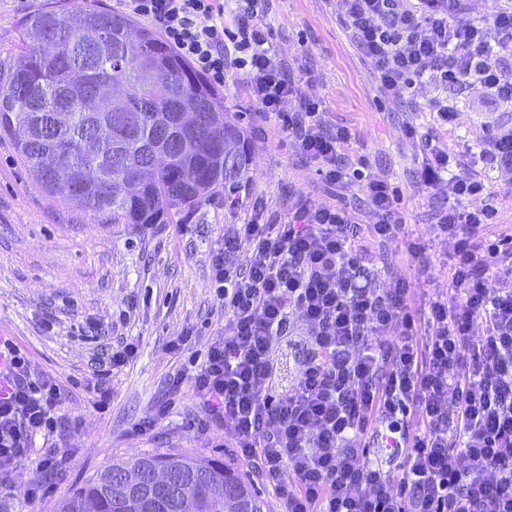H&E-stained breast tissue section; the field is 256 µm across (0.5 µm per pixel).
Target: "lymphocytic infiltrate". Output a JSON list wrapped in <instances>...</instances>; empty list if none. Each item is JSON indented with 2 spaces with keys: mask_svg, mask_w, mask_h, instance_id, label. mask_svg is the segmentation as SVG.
I'll list each match as a JSON object with an SVG mask.
<instances>
[{
  "mask_svg": "<svg viewBox=\"0 0 512 512\" xmlns=\"http://www.w3.org/2000/svg\"><path fill=\"white\" fill-rule=\"evenodd\" d=\"M117 2L216 84L242 72L250 102L279 120L327 183L359 185L376 217L371 235L398 238L397 188L353 166L351 130L329 126L320 102L271 53L266 0ZM333 2L386 98L434 85L427 110L439 127L458 110L443 94L452 85L472 83L490 107L512 106V0H493L478 17L470 0ZM405 132L421 143L424 184L446 183L452 201L436 217L454 258L448 295L430 302L424 322L409 311L404 280L380 288L367 279L354 217L337 204L297 201L284 223L253 207L211 259L228 333L210 339L202 364L179 379L190 382L205 422L231 427L280 512H512V236H483L497 215L482 200L483 178L461 173V160L414 124ZM477 161L512 170V123L493 126ZM491 270L495 289L486 285ZM294 315L306 325L308 355L277 388L271 352ZM138 350L134 340L113 349L87 382L96 407L111 401V370ZM0 358V477L28 459L38 437L51 441L40 467L61 469L74 454L56 384L33 376L12 344ZM413 418L420 430L412 435ZM374 424L393 441L397 475L361 441Z\"/></svg>",
  "mask_w": 512,
  "mask_h": 512,
  "instance_id": "1",
  "label": "lymphocytic infiltrate"
}]
</instances>
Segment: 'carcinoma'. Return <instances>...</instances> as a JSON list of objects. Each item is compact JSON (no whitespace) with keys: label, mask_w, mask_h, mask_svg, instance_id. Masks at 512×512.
<instances>
[{"label":"carcinoma","mask_w":512,"mask_h":512,"mask_svg":"<svg viewBox=\"0 0 512 512\" xmlns=\"http://www.w3.org/2000/svg\"><path fill=\"white\" fill-rule=\"evenodd\" d=\"M126 87L130 104L109 113L112 148L85 153L93 140L92 122L99 88ZM63 110L66 126L51 122ZM183 112L224 113V99L208 79L195 71L156 32L135 26L126 16L77 6L59 13L29 16L13 61L0 67V136L10 137L35 186L62 200L70 189L55 177L67 164L85 163L97 170L86 208L109 213L114 224H159L174 210L192 207L219 187L235 191L248 181L249 157L244 132L222 121L224 142L209 129H198L195 143L130 193L127 179L180 132ZM234 164L224 167V150ZM171 470L197 488L195 512H227L228 492L248 497L251 512H267L253 483L222 459L205 463L171 453H144L112 464L59 506V512H126L112 480Z\"/></svg>","instance_id":"obj_1"}]
</instances>
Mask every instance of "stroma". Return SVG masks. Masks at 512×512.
<instances>
[{"mask_svg": "<svg viewBox=\"0 0 512 512\" xmlns=\"http://www.w3.org/2000/svg\"><path fill=\"white\" fill-rule=\"evenodd\" d=\"M71 7L70 0H0V63H9L26 16ZM268 21L271 51L290 63L303 92L321 101L331 124L354 133L350 159L365 157L378 177L400 189L406 216L401 238L371 237L374 216L360 188H329L279 121L257 113L241 75L232 72L219 93L227 119L248 137L249 181L239 191H217L163 224H116L110 215L48 195L33 185L12 140L1 137L0 336L20 348L35 373L56 380L63 408L75 415L77 426L69 439L74 462L55 474L37 461L23 462L0 486V512H57L61 500L98 472L146 451L221 458L256 481L232 447L231 430L216 424L199 430L203 413L189 385L177 395L171 387L190 357L204 356L206 341L224 331L211 258L224 243L225 225L244 222L253 204L265 206L275 219L287 218L301 199L345 204L371 253L368 275L377 287L406 279L415 313L447 295L453 259L437 234L435 214L447 207L448 189L421 183L420 144L405 134L406 123L429 126L431 88H419L412 99L380 102L371 64L340 27L328 0H269ZM450 96L460 109L456 127L437 132L436 144L459 155L467 169L488 134V121L512 120V111L490 112L485 99L465 85ZM485 179L498 214L484 232L512 235V172L490 171ZM411 238L424 241L425 253H407L404 242ZM188 327L199 343L188 353L172 351L170 340ZM303 332L302 322H295L274 346L277 378L292 377L302 364ZM126 338L138 340L139 352L113 372L111 404L99 411L84 382ZM168 401L172 409L157 419L159 406ZM146 421L150 429L138 431ZM37 484L45 494L26 501L23 489Z\"/></svg>", "mask_w": 512, "mask_h": 512, "instance_id": "obj_1", "label": "stroma"}]
</instances>
